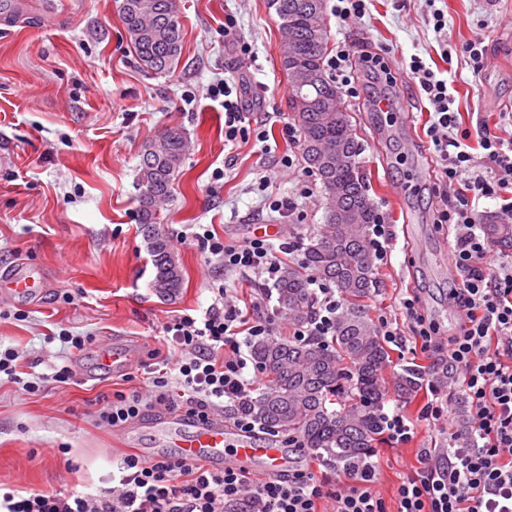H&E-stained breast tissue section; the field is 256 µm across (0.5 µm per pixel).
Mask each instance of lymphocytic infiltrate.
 I'll return each mask as SVG.
<instances>
[{
  "label": "lymphocytic infiltrate",
  "mask_w": 512,
  "mask_h": 512,
  "mask_svg": "<svg viewBox=\"0 0 512 512\" xmlns=\"http://www.w3.org/2000/svg\"><path fill=\"white\" fill-rule=\"evenodd\" d=\"M380 59L366 54L353 65L351 53L337 45L329 59L339 87L351 98L360 97L361 77L378 82ZM364 76H357V69ZM409 80L431 104L426 135L440 160L443 182L458 185L454 199L445 201L436 223L452 225L454 246L450 261L462 277L450 299L460 323L454 336L442 342L438 329L425 313L419 296L403 299L401 307L427 350L443 353L449 371L461 377L475 420V436L462 443L449 438L448 449L436 453L421 449L419 466L395 490V512H512V263L489 248L478 222L479 203L501 200L512 212V138L493 134L486 126L476 131L460 128L447 80L437 78L420 57L406 67ZM224 97V139L246 136L266 142L261 128H248L242 106L231 100V87H213ZM476 139L490 173L476 170L464 148ZM194 238L204 251L219 257L228 271L251 273L265 280L277 279L281 255L301 251L300 240L273 244L252 236L229 243L199 225ZM268 294L254 296L249 307L235 300L211 304L199 313L176 315L163 328L164 341L173 356L153 369L150 395L115 393L97 411L100 422L114 427L130 423L154 406L182 410L191 417H205L221 410L229 413L235 428L256 435L253 419L240 405L258 389L261 369L250 355L251 341L274 332L266 313ZM19 352L0 349V374L23 390L40 391L45 381L65 384L74 373L69 365L56 367L49 378L23 379ZM440 408L427 403L418 419L394 407L385 415L392 446L408 444L418 421L438 419ZM0 512H388L378 489L374 465H365L348 477L343 490L326 491L312 472L285 470L259 481L228 467L220 472L179 457H144L126 454L112 473V485L96 494L61 490L35 491L8 488L0 492Z\"/></svg>",
  "instance_id": "1"
}]
</instances>
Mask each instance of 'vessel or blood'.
<instances>
[{
  "mask_svg": "<svg viewBox=\"0 0 512 512\" xmlns=\"http://www.w3.org/2000/svg\"><path fill=\"white\" fill-rule=\"evenodd\" d=\"M40 286L41 278L34 270L16 274L8 284L10 291L18 296L31 295ZM164 434L167 443L178 448L180 457L203 463L213 471L230 465L244 471L258 466L265 472L275 473L285 470L288 464L287 456L274 443L242 437L226 427L218 415L204 420L196 418L189 423L183 417H172Z\"/></svg>",
  "mask_w": 512,
  "mask_h": 512,
  "instance_id": "obj_1",
  "label": "vessel or blood"
}]
</instances>
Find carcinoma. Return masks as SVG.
Segmentation results:
<instances>
[{"mask_svg":"<svg viewBox=\"0 0 512 512\" xmlns=\"http://www.w3.org/2000/svg\"><path fill=\"white\" fill-rule=\"evenodd\" d=\"M270 7L285 33L279 61L288 77L301 157L319 180L325 201V223L310 237L302 262L281 267L277 303L294 324L310 321L318 306L313 276L336 288L341 303L330 336L252 341V356L267 383L246 412L271 435L288 436L298 452L353 472L370 461L382 442L389 397L383 375L389 353L368 305L377 287L369 238L379 211L360 165L363 145L327 69L326 0H270ZM119 13L142 68L156 74L174 71L183 43L178 0H120ZM186 143L180 129H166L144 146L137 171L140 233L155 269L154 291L167 300L181 294L183 274L159 211L182 172ZM483 231L493 243L512 248V224L490 218ZM429 383L447 384L448 366L408 365L398 374L394 391L407 399ZM456 433L462 441L471 436L461 403Z\"/></svg>","mask_w":512,"mask_h":512,"instance_id":"obj_1","label":"carcinoma"}]
</instances>
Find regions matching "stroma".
<instances>
[{"label":"stroma","instance_id":"stroma-1","mask_svg":"<svg viewBox=\"0 0 512 512\" xmlns=\"http://www.w3.org/2000/svg\"><path fill=\"white\" fill-rule=\"evenodd\" d=\"M0 13V275L25 263L39 270L35 300L0 293V345L23 354L24 372L41 375L68 361V385L46 383L28 393L0 379V485L36 490L92 492L110 486L113 466L126 453L177 456L162 443L157 412L120 429L97 424L102 399L116 392L146 393L143 378L102 374L100 349L128 348L134 364L155 363L166 351L161 327L174 315L205 307L225 280L243 296L260 284L244 274L225 277L222 261L193 239L200 224L224 239L279 226L280 237L309 240L324 221L321 189L294 198L304 220L270 211L267 197H294L305 174L299 143L284 135L292 123L288 79L279 59L282 32L269 0H180L183 52L168 75L142 70L129 46L117 0H11ZM448 21L446 37L433 29L432 12ZM236 33L224 34L225 16ZM333 43L354 52H380L399 93L377 111L371 93L346 99L370 194L394 234L392 262L376 269L373 319L388 318L405 330V346H389L387 377L410 364L431 365L434 355L416 350L401 299L420 291L442 333L457 316L448 303L461 278L442 263L450 242L433 222L438 201L426 138L427 100L405 69L420 57L447 80L462 127L500 124L512 113V0H369L360 19L331 18ZM480 39L484 67L473 72L463 47ZM251 44L239 59L236 41ZM225 81L237 92L252 124L265 126L268 144L252 138L224 140V105L211 91ZM169 127L189 141L173 200L160 217L181 264L184 284L173 300L158 296L155 270L139 232L137 166L146 142ZM293 166H284V156ZM223 179H216V172ZM272 179L260 189L264 174ZM87 337L81 351H63L61 330ZM447 423H420L403 447L382 444L373 461L389 512L403 476L418 466L422 448L443 449ZM68 453H61V446Z\"/></svg>","mask_w":512,"mask_h":512}]
</instances>
